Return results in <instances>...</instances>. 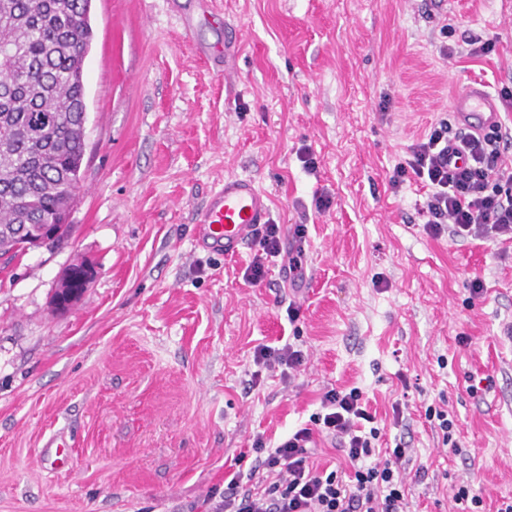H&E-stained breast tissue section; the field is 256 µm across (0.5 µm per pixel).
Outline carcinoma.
Instances as JSON below:
<instances>
[{"label":"carcinoma","instance_id":"obj_1","mask_svg":"<svg viewBox=\"0 0 512 512\" xmlns=\"http://www.w3.org/2000/svg\"><path fill=\"white\" fill-rule=\"evenodd\" d=\"M88 0H0V247L71 209L85 152Z\"/></svg>","mask_w":512,"mask_h":512}]
</instances>
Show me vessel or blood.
<instances>
[{
    "label": "vessel or blood",
    "mask_w": 512,
    "mask_h": 512,
    "mask_svg": "<svg viewBox=\"0 0 512 512\" xmlns=\"http://www.w3.org/2000/svg\"><path fill=\"white\" fill-rule=\"evenodd\" d=\"M453 108L458 119L474 131L489 130L500 121L494 99L476 87L462 90ZM268 216V196L253 180L225 179L222 186L210 194L198 215L195 245L228 255L238 254L255 226L265 223Z\"/></svg>",
    "instance_id": "1"
}]
</instances>
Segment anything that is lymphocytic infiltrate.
<instances>
[{
    "label": "lymphocytic infiltrate",
    "mask_w": 512,
    "mask_h": 512,
    "mask_svg": "<svg viewBox=\"0 0 512 512\" xmlns=\"http://www.w3.org/2000/svg\"><path fill=\"white\" fill-rule=\"evenodd\" d=\"M505 138L498 126L483 133L455 132L447 120H439L409 146L390 182L397 187L412 175L425 183L421 213L432 236L446 232L460 239L512 240V158L501 149ZM254 236L259 249L245 270L248 282L261 283L269 262L281 256L287 257L289 272L301 271L303 256L285 254L280 225H259ZM304 360L303 351L289 343L259 346L253 356L258 368L279 371L285 383ZM361 399L356 387L328 390L312 426L272 447L256 436V465L249 473H234L219 512H410L403 468L408 445L399 441L376 448L380 431ZM317 432L337 442L350 472L314 468L308 446Z\"/></svg>",
    "instance_id": "1"
}]
</instances>
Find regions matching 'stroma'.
<instances>
[{
    "instance_id": "obj_1",
    "label": "stroma",
    "mask_w": 512,
    "mask_h": 512,
    "mask_svg": "<svg viewBox=\"0 0 512 512\" xmlns=\"http://www.w3.org/2000/svg\"><path fill=\"white\" fill-rule=\"evenodd\" d=\"M90 22L72 232L0 260V512H214L254 436L353 387L379 447L404 438L427 470L412 512H448L466 475L488 505L512 497V242L432 237L422 183H389L458 92L512 89V0H91ZM469 36L494 50L441 54ZM234 176L267 193L302 276L280 260L254 286L256 242L195 247ZM82 260L98 275L56 314ZM287 342L307 355L292 383L253 378L255 348ZM426 415L428 420L432 421L436 419L438 423L433 424V427L436 428L442 434V442L444 445H449L455 452L458 451L459 445L456 439L453 438L455 433V422L453 418H448V412L445 410H439L436 408H432L429 406L426 410Z\"/></svg>"
}]
</instances>
